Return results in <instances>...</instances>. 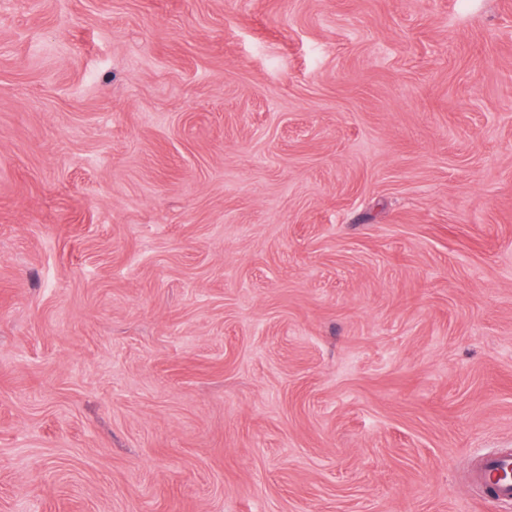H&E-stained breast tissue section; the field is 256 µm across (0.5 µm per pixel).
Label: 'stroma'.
Returning <instances> with one entry per match:
<instances>
[{
    "label": "stroma",
    "instance_id": "1",
    "mask_svg": "<svg viewBox=\"0 0 512 512\" xmlns=\"http://www.w3.org/2000/svg\"><path fill=\"white\" fill-rule=\"evenodd\" d=\"M512 0H0V512H512ZM511 473L512 453H488L472 471L471 482L480 490L481 500L492 498L498 502L512 503Z\"/></svg>",
    "mask_w": 512,
    "mask_h": 512
}]
</instances>
